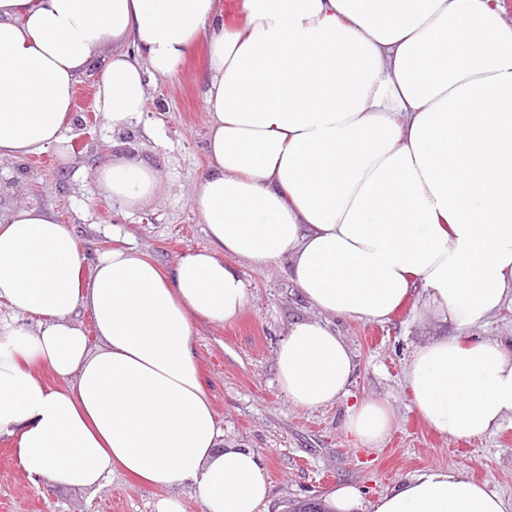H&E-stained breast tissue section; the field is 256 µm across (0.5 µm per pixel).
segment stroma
I'll return each mask as SVG.
<instances>
[{"label": "stroma", "instance_id": "stroma-1", "mask_svg": "<svg viewBox=\"0 0 512 512\" xmlns=\"http://www.w3.org/2000/svg\"><path fill=\"white\" fill-rule=\"evenodd\" d=\"M207 68L201 44L175 76L149 79L144 119L157 132L152 139L137 126L112 132L104 118L95 117L99 72L83 73L68 119L70 163H62L51 147L0 162V211L21 204L50 208L72 226L91 259L129 244L166 270L185 252L207 247L205 227L189 201L208 162ZM115 154L158 169L162 190L149 204L127 211L100 192L94 171ZM227 262L246 285V304L232 320L195 321L193 343L226 445L254 449L265 462L270 494L262 512L330 497L341 485L356 487L368 503L399 481L436 467L461 470L512 500V424L483 438L451 440L412 406L405 379L409 357L446 330L425 314L420 297H411L382 322L329 318L355 371L336 403L305 409L282 391L276 353L289 326L318 317V310L289 280L287 259L256 265L231 256ZM369 399L384 402L394 415L391 431L376 448L356 444L344 429L350 409ZM158 496L120 474L93 493L34 486L16 458L13 439L0 437V512H154Z\"/></svg>", "mask_w": 512, "mask_h": 512}]
</instances>
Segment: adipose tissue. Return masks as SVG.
<instances>
[{
    "label": "adipose tissue",
    "mask_w": 512,
    "mask_h": 512,
    "mask_svg": "<svg viewBox=\"0 0 512 512\" xmlns=\"http://www.w3.org/2000/svg\"><path fill=\"white\" fill-rule=\"evenodd\" d=\"M0 0V161L56 147L79 76L102 72L94 102L112 131L140 123L149 77L208 48L209 162L191 207L209 247L169 270L131 247L88 260L48 209L0 212V437L33 485L98 490L119 471L159 490L156 512H260L261 455L228 447L193 346V322H223L247 288L225 264L287 259L319 318L277 350L282 390L315 409L354 370L327 320L380 321L415 291L454 335L417 346L415 409L454 440L512 422V342L476 328L512 301V22L499 0ZM123 209L154 199L143 160L98 168ZM91 311L100 344L76 322ZM35 327H28L27 319ZM48 369L57 379L47 384ZM394 424L377 400L345 431L379 445ZM332 512H512L462 471L406 478L371 504L349 485Z\"/></svg>",
    "instance_id": "ef3b65f1"
}]
</instances>
